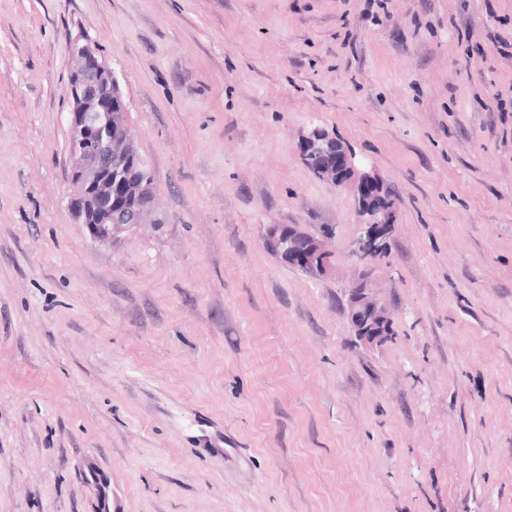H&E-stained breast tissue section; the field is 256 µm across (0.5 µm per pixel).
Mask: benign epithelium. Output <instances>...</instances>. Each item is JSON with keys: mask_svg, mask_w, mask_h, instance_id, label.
<instances>
[{"mask_svg": "<svg viewBox=\"0 0 512 512\" xmlns=\"http://www.w3.org/2000/svg\"><path fill=\"white\" fill-rule=\"evenodd\" d=\"M69 97L68 156L74 186L70 206L78 223L89 225L99 241L110 242L123 229V225L112 223V181L126 177L135 139L129 130L126 137L112 140L114 117H121L124 126H129L127 105L118 92L114 73L89 41L72 45ZM299 140L301 152L324 156L316 176L350 192L357 202L359 232L351 242V252L364 273L349 288L347 318L361 343L381 345L386 342L385 328L391 317L369 280L373 262L367 257L382 247L394 228V208L377 199L384 191V182L362 169L357 154L348 146L341 143L331 151L336 137L320 127L301 132ZM301 233L294 224L287 228L273 225L267 228L263 244L289 265L312 275L327 273L333 258L327 235L301 244Z\"/></svg>", "mask_w": 512, "mask_h": 512, "instance_id": "1", "label": "benign epithelium"}]
</instances>
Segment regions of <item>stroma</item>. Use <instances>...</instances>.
I'll return each instance as SVG.
<instances>
[{
    "label": "stroma",
    "instance_id": "stroma-1",
    "mask_svg": "<svg viewBox=\"0 0 512 512\" xmlns=\"http://www.w3.org/2000/svg\"><path fill=\"white\" fill-rule=\"evenodd\" d=\"M84 38L165 218L108 244L68 202ZM313 126L394 195L377 348ZM0 512H512V0H0ZM273 225L267 228L263 244L265 248L271 251L279 260L299 268L304 269L312 275H322L332 268L333 255L327 248L326 234L320 237L311 236V240L300 244L298 242L299 234L304 233L295 224ZM288 227L290 232L288 234Z\"/></svg>",
    "mask_w": 512,
    "mask_h": 512
}]
</instances>
